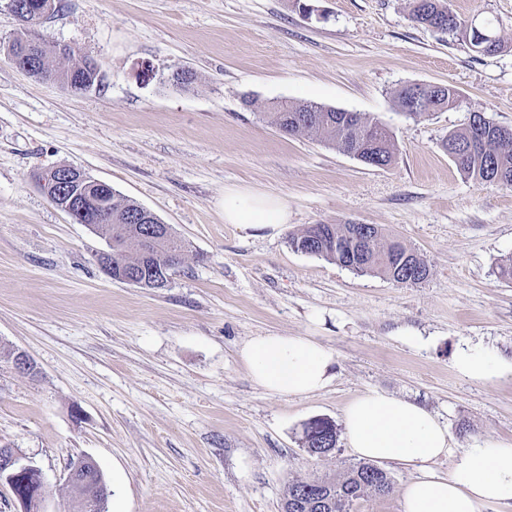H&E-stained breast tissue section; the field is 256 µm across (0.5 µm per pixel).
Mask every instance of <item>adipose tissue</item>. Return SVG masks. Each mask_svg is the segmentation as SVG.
Instances as JSON below:
<instances>
[{"label": "adipose tissue", "instance_id": "ef3b65f1", "mask_svg": "<svg viewBox=\"0 0 512 512\" xmlns=\"http://www.w3.org/2000/svg\"><path fill=\"white\" fill-rule=\"evenodd\" d=\"M224 221L278 234L288 222L285 199L246 188L224 192ZM241 356L253 381L272 395L304 396L334 377L333 351L308 336H257ZM347 444L358 458L415 469L403 494L404 512H512V441L454 450L447 426L423 406L365 393L343 409ZM448 460L447 474L436 465Z\"/></svg>", "mask_w": 512, "mask_h": 512}]
</instances>
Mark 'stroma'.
Instances as JSON below:
<instances>
[{
	"label": "stroma",
	"mask_w": 512,
	"mask_h": 512,
	"mask_svg": "<svg viewBox=\"0 0 512 512\" xmlns=\"http://www.w3.org/2000/svg\"><path fill=\"white\" fill-rule=\"evenodd\" d=\"M491 20L487 56L415 24L409 0H64L36 30L100 66L74 94L17 69L5 48L18 21L0 0V448L45 476L49 512H78L66 486L89 457L115 494L106 512H280L289 483L340 475L339 440L310 457L304 427L341 423L378 392L425 407L455 449L512 439V189L465 177L443 143L483 113L512 128V0H447ZM188 70L189 89L172 77ZM408 84H448L456 106L400 111ZM311 102L379 120L386 167L318 138L287 135L266 114ZM71 165L112 185L186 243L168 287L108 279L104 239L47 198L38 177ZM286 198L273 237L224 221V191ZM310 224H373L424 257L428 279L400 286L294 251ZM269 333L332 349L320 392L272 395L251 379L244 343ZM492 355L483 382L459 350ZM392 490L349 512H403L412 469L387 465ZM456 367L463 375L477 381L492 380L501 372V367L496 360L470 350H462L458 353Z\"/></svg>",
	"instance_id": "obj_1"
}]
</instances>
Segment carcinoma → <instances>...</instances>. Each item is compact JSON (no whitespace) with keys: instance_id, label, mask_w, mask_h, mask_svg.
Segmentation results:
<instances>
[{"instance_id":"obj_1","label":"carcinoma","mask_w":512,"mask_h":512,"mask_svg":"<svg viewBox=\"0 0 512 512\" xmlns=\"http://www.w3.org/2000/svg\"><path fill=\"white\" fill-rule=\"evenodd\" d=\"M411 20L418 25L459 36L480 55H492L502 49V41L490 26L484 31L489 39L477 45L468 28V20L453 13L447 0H411ZM457 92L451 85L425 87L411 117H421L440 111L456 102ZM271 123L288 135L308 133L343 152H355L371 166H389L395 160L394 146L387 130L374 119L358 115L353 122L345 119L340 109L314 103L291 105L286 110L276 106L267 113ZM458 146L463 153L455 157L460 170L475 180L498 187L512 188V129L504 128L480 113L469 123L448 135L445 149ZM141 206L133 201L112 197V212L100 215V223L112 232V270L154 267L174 253L171 266L181 262L184 242L173 230L156 242L158 251L147 258L136 243L137 226L133 219ZM290 246L299 251L308 246L312 255L333 261L362 274H378L401 285H417L430 274L427 262L416 251L396 240L387 241L380 228L361 251L354 244L350 224H310L289 238ZM305 447L323 448V456L333 454L339 432L336 425L325 419H314L304 427ZM392 481L383 470L369 462L353 463L339 477H314L288 485L285 498L302 497L305 502L324 491L330 495L331 506L325 509L304 508L301 512H348L350 505L367 493L389 492Z\"/></svg>"}]
</instances>
